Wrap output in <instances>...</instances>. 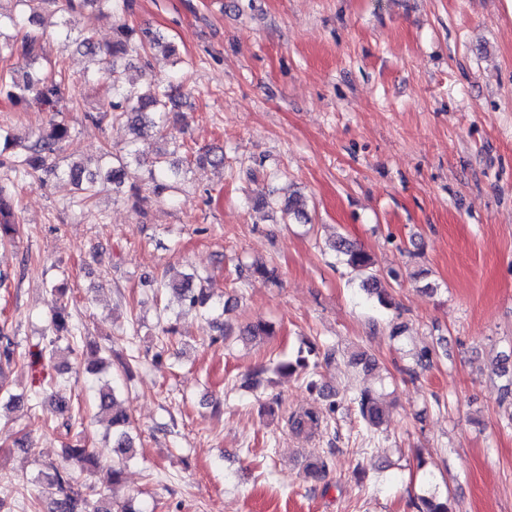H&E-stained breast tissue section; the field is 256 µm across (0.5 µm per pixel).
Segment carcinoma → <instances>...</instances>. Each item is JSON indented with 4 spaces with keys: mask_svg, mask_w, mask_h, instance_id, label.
<instances>
[{
    "mask_svg": "<svg viewBox=\"0 0 512 512\" xmlns=\"http://www.w3.org/2000/svg\"><path fill=\"white\" fill-rule=\"evenodd\" d=\"M18 7L17 12L9 15L0 13V28L32 27L37 24L39 11L46 5L55 3V0H14ZM133 0H65L62 11L72 15L81 13L90 8L102 15L121 16L132 9ZM46 31H29L21 43L7 45L0 44V60L5 65L0 67V97L4 96L16 105L32 102L41 112L51 113L46 125L34 132L30 141L22 145L16 141L10 131L0 128V167L14 174L11 185H0V244L13 241L18 234L19 224L15 215V192L19 185L27 181L45 183L51 178L66 176L82 192L75 205L84 206L95 195V185L100 180H106L119 187L126 179L133 180V196L136 202L144 201L139 196L140 186H145L156 197H162L169 192L178 190V185L185 178L189 164L182 160H171L169 154L156 158L150 168L142 169L143 162L137 155V149L130 147L123 155H116L110 151L103 155L112 159L97 171L87 170L81 163L72 162L62 169L58 163V155L63 145L70 138V126L62 117L63 106L67 98L74 96L71 82L66 79L63 62H58L56 72L47 74L40 66V58L44 53ZM54 38L67 48L71 45L84 50L96 58L98 69L95 78L105 79L109 84L111 99L102 112L94 115L88 114L86 118L95 123L107 120L111 123L125 122L136 136L149 128L160 132L167 131L170 115L175 112L177 98L181 96V86L172 81L149 83L148 90L139 92L126 88L120 84L117 73L123 62L133 56H139L147 50L159 49L164 55L172 59L176 65L181 59L176 57L174 46L167 42L163 36L149 29L136 31L126 24H119L115 28V37L111 44L103 46L95 41L89 33L75 32L72 20L65 19ZM17 58L24 62V70L18 71L10 61ZM195 165L199 168L205 166H224V153L207 150L195 156ZM259 203L275 206L280 209L288 219L306 220V202L298 194H290L282 199L262 198ZM342 262L352 271L363 275L360 288L367 298L377 301L383 307L391 305L388 289L385 288L379 276L369 272L372 267L370 254L363 248L349 242L340 236L331 245ZM246 277L259 276L273 283L278 282L277 271L263 264L252 265L241 271ZM210 276L188 273L176 279L174 277L163 279H149L144 287L157 291L170 290L178 295L182 312L194 313L200 316H211L222 335L230 336V330L224 327L220 319L224 312L229 310L226 302L212 301V291L209 288ZM66 289L54 287L51 289V316L49 329L50 356L60 353L76 354L74 327L70 323L68 302L64 301ZM274 333L273 325L264 320H258L247 325L239 333V339L244 342H253L264 336ZM307 350H299L294 358L279 361L274 373L281 378H290L296 374H308L310 367H318V363H310L309 356L316 351L315 344H306ZM436 350L424 348L416 356V369L410 373L411 378H418V370L432 367ZM24 358L16 343L7 332V327L0 328V373L3 368ZM63 421L61 426L69 430L73 427L72 409L74 399L72 394L54 392L51 394ZM32 398L23 394H9L0 384V409L8 412L27 407ZM358 413L367 427L380 428L386 421L388 409L383 405L379 395L370 388L362 389L353 398ZM96 417L106 425L107 432L112 434V453L116 462L107 471L106 484L101 487L78 484L73 472L66 466H50L49 471L39 473L32 480L20 479L10 492L0 497V512H11L6 507L10 495H19L35 505L36 498L30 486L42 480L58 489L59 497L52 501L51 512H141L135 506V501L128 498L117 502L114 489L120 485L123 478L121 464L134 455V440L130 432L131 418L124 408L117 402L116 389L107 384L95 389ZM340 403L336 395L317 409H307L295 413L288 418V426L298 434H311L324 422L331 420ZM417 512H451L448 508V499L436 496L420 498Z\"/></svg>",
    "mask_w": 512,
    "mask_h": 512,
    "instance_id": "1",
    "label": "carcinoma"
}]
</instances>
